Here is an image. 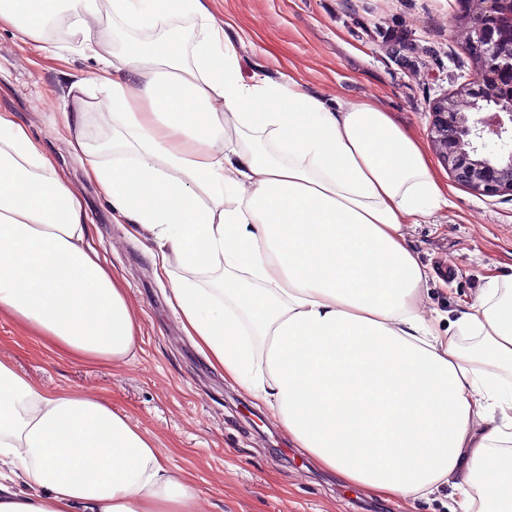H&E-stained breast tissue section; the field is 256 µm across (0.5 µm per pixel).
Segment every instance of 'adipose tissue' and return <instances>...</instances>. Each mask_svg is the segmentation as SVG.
Segmentation results:
<instances>
[{"mask_svg": "<svg viewBox=\"0 0 512 512\" xmlns=\"http://www.w3.org/2000/svg\"><path fill=\"white\" fill-rule=\"evenodd\" d=\"M60 19L99 62L69 87L68 148L113 220L155 243L154 274L208 367L370 497L448 484L456 512H512V289L490 279L449 324L424 317L430 274L404 227L448 196L418 137L299 76L244 78L210 0H0V29L25 46ZM92 108L108 140L90 142ZM90 222L0 110V315L71 361H121L137 326ZM214 266L211 287L191 280ZM196 498L126 414L0 360V512H195Z\"/></svg>", "mask_w": 512, "mask_h": 512, "instance_id": "ef3b65f1", "label": "adipose tissue"}]
</instances>
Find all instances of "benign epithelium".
<instances>
[{
  "label": "benign epithelium",
  "mask_w": 512,
  "mask_h": 512,
  "mask_svg": "<svg viewBox=\"0 0 512 512\" xmlns=\"http://www.w3.org/2000/svg\"><path fill=\"white\" fill-rule=\"evenodd\" d=\"M476 78L439 99L432 144L456 181L485 194L512 192V0H464Z\"/></svg>",
  "instance_id": "1"
}]
</instances>
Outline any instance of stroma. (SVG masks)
I'll return each mask as SVG.
<instances>
[{
  "mask_svg": "<svg viewBox=\"0 0 512 512\" xmlns=\"http://www.w3.org/2000/svg\"><path fill=\"white\" fill-rule=\"evenodd\" d=\"M213 12L242 39L244 76L291 72L326 103L373 101L425 144L434 102L476 71L462 0H214ZM57 46L26 48L0 30V110L28 127L84 200L91 241L121 279L140 326L136 355L74 363L1 315L0 359L46 392L78 390L125 412L195 483L197 512H374V501L291 447L268 412L209 370L184 335L141 242L113 221L67 149L68 87L98 63L74 52L58 59ZM428 158L448 186V206L405 234L432 276L423 310L453 320L488 278L512 280V194L460 185L436 153Z\"/></svg>",
  "mask_w": 512,
  "mask_h": 512,
  "instance_id": "1",
  "label": "stroma"
}]
</instances>
